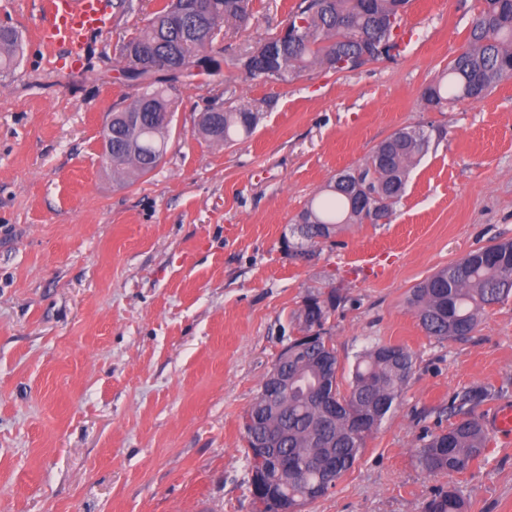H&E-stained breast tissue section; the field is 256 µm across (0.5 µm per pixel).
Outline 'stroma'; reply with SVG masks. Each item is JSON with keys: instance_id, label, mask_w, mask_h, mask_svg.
Wrapping results in <instances>:
<instances>
[{"instance_id": "obj_1", "label": "stroma", "mask_w": 512, "mask_h": 512, "mask_svg": "<svg viewBox=\"0 0 512 512\" xmlns=\"http://www.w3.org/2000/svg\"><path fill=\"white\" fill-rule=\"evenodd\" d=\"M107 31L80 57L47 41L46 0H0L24 53L0 76V512H256L242 417L311 294L337 292L328 334L347 382L378 342L414 367L399 403L308 512H423L457 491L466 512H512V435L492 433L461 474L421 471L425 432L449 397L495 391L480 420L512 406V299L472 336L438 339L406 298L480 246L512 241V79L445 109L423 88L465 45L478 0H413L386 57L324 66L287 84L239 70L180 87L158 168L119 186L103 168L119 49L159 0H106ZM296 0H255L240 54ZM250 105L233 146L194 132L212 106ZM429 150L385 224H356L297 256L296 216L337 173L401 128Z\"/></svg>"}]
</instances>
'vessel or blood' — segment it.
<instances>
[{
    "label": "vessel or blood",
    "instance_id": "obj_1",
    "mask_svg": "<svg viewBox=\"0 0 512 512\" xmlns=\"http://www.w3.org/2000/svg\"><path fill=\"white\" fill-rule=\"evenodd\" d=\"M47 12L51 39L76 55L82 52L90 31L104 30L108 24L103 0H48Z\"/></svg>",
    "mask_w": 512,
    "mask_h": 512
}]
</instances>
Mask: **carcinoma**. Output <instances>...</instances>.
I'll list each match as a JSON object with an SVG mask.
<instances>
[{"label":"carcinoma","instance_id":"cac0c4a2","mask_svg":"<svg viewBox=\"0 0 512 512\" xmlns=\"http://www.w3.org/2000/svg\"><path fill=\"white\" fill-rule=\"evenodd\" d=\"M195 0H164L129 42L168 57L171 72L150 78L137 70L124 54L117 65L130 86L138 78L151 79L147 93L152 111H144L137 96L126 107L112 112V122L102 136L101 163L122 184H133L152 173L162 162L172 134L174 93L193 83L192 68L201 58L221 56L222 65L204 72L220 77L223 69H240L252 79L269 84L288 83L305 70L326 66L338 72L352 71L375 60L364 58L375 43L394 47V31L406 13L409 0H299L286 23L268 33L243 55L215 53L214 44L226 27L237 29L253 19V0H214V14L196 16ZM271 45L277 55L271 66L256 73L249 62ZM23 54L22 37L13 27L0 30V74L13 72ZM512 78V0H480L469 26L465 46L448 63L440 78L426 86L422 100L435 107L453 101L482 99L500 81ZM259 113L245 107L219 108L202 114L196 132L210 144L232 146L250 137ZM402 128L380 142L357 167L342 171L326 186L325 194L299 215L292 232L302 243L296 253L330 240L350 224H376L390 219L402 198L410 163L423 157L430 138L417 143ZM512 297V242L496 243L468 252L411 289L408 305L422 328L439 339L463 338L475 331L486 310ZM340 297L311 295L294 314L292 322L306 333L313 325L324 329L329 312ZM413 356L404 347L376 343L356 356L348 389L341 391L340 363L329 339L315 342L298 336L288 342L263 382L246 414L262 420V433L276 447L248 456L252 477L265 472L277 481L288 504L307 512L320 499L313 487L320 479L317 462H336V479L354 465L366 439L377 430L399 401L413 370ZM336 403L327 413L319 394ZM494 398L485 387H465L448 401V416L458 417L448 430L432 433L416 455L418 467L427 473H462L483 456L490 436L474 406ZM259 512H275L272 498L251 482ZM424 512H465L462 498L453 490L443 492L424 507Z\"/></svg>","mask_w":512,"mask_h":512}]
</instances>
